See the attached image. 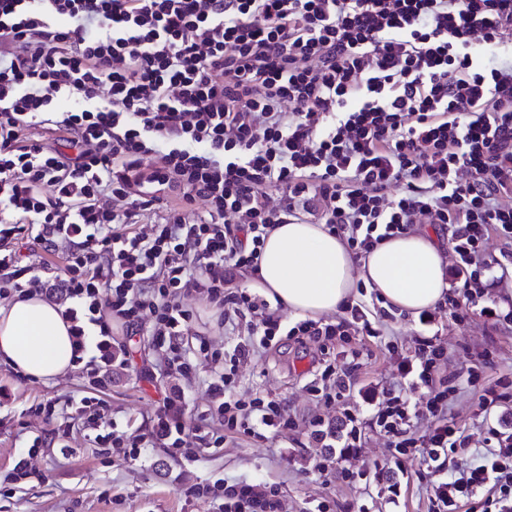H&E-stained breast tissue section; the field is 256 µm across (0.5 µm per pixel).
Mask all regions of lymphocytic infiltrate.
<instances>
[{"mask_svg": "<svg viewBox=\"0 0 512 512\" xmlns=\"http://www.w3.org/2000/svg\"><path fill=\"white\" fill-rule=\"evenodd\" d=\"M511 35L512 0H0V294L58 295L75 338L98 328L107 363L113 323L145 331L180 382L197 357L220 358L207 339L185 341L190 297L228 330L246 326L240 362L285 331L322 345L378 335L357 306L287 329L266 302L227 292L226 271H257L276 225L314 220L360 255L434 224L464 278L443 304L464 323L463 305L500 281L489 239L512 257ZM32 126L63 146L28 137ZM156 204L160 221L131 231ZM22 241L64 251L63 274L20 265ZM446 362L420 340L401 370L426 389L424 410L388 394L371 418L346 414L345 445L372 430L440 475L428 512L481 494L512 512V439L495 431L471 448L440 388ZM206 392L194 420L179 386L149 433L96 440L131 461L194 458L230 434L296 426L282 402L233 399L223 371ZM189 492L212 512L279 509L273 490L218 480Z\"/></svg>", "mask_w": 512, "mask_h": 512, "instance_id": "1", "label": "lymphocytic infiltrate"}]
</instances>
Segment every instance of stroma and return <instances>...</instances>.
<instances>
[{
	"label": "stroma",
	"mask_w": 512,
	"mask_h": 512,
	"mask_svg": "<svg viewBox=\"0 0 512 512\" xmlns=\"http://www.w3.org/2000/svg\"><path fill=\"white\" fill-rule=\"evenodd\" d=\"M386 329L377 337L352 336L329 347L337 362H351L353 380L348 400L362 415L373 412L386 388L407 390L411 403L422 400L421 391L409 388V378L398 370L400 358L413 357L420 337H433L448 352V385L453 389L456 420L479 448L489 427L512 435V330L498 326L478 312L484 306L512 309V278L489 291L475 295L476 315L468 324H456L448 312L435 311L432 322H422L397 309L383 308L370 291L355 299ZM396 342L390 353L388 342ZM125 359L102 365L109 380L88 388L83 364L51 381L22 375L0 361V485L10 481L18 456L27 454L33 439L43 446L33 457L34 474L12 494L0 495V512H209L208 502L188 496L187 490L201 482L224 479L227 484L251 487L260 492L275 486L280 490L279 512H304L309 504L329 501L333 512H427L429 477L419 461L399 466L396 457L376 433H369L358 448L335 440L340 467L355 473L354 483L324 482L312 469L321 454L320 443L307 435L285 430L269 440L249 436L227 437L223 447L210 448L197 462L156 452L139 461L102 454L94 442L96 432L144 434L170 377L160 365L162 352L148 336L126 341ZM317 346L302 345L287 336L275 337L267 353L238 367L235 395L243 399L262 397L290 404L298 417L309 420H339L340 408L322 407L304 389L312 377ZM482 364L478 386L467 383L475 364ZM506 380V398L496 407H480L482 389ZM102 399L101 427L83 425L78 408L82 398ZM53 402L57 414L46 420L35 412L37 404ZM68 432L67 454L57 448V433Z\"/></svg>",
	"instance_id": "1"
}]
</instances>
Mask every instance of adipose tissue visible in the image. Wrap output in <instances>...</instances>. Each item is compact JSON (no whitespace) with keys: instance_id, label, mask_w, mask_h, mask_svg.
Wrapping results in <instances>:
<instances>
[{"instance_id":"obj_1","label":"adipose tissue","mask_w":512,"mask_h":512,"mask_svg":"<svg viewBox=\"0 0 512 512\" xmlns=\"http://www.w3.org/2000/svg\"><path fill=\"white\" fill-rule=\"evenodd\" d=\"M437 237L417 229L386 239L358 257L323 224H279L265 237L249 282L293 316L319 319L339 312L358 286L416 316L434 308L448 288ZM74 338L61 308L42 296L0 304V358L39 380L73 366Z\"/></svg>"}]
</instances>
